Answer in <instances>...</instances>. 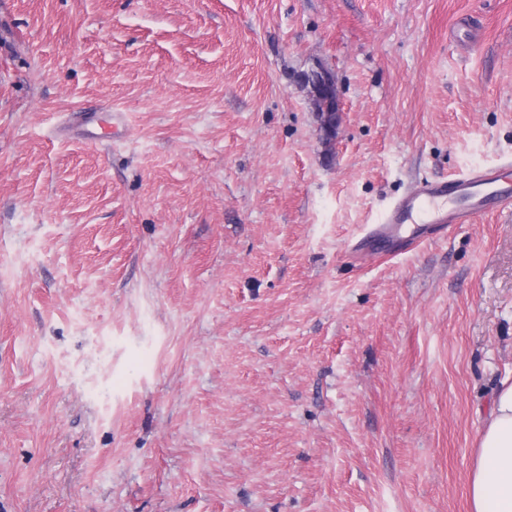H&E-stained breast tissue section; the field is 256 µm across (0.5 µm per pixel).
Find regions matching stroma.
I'll use <instances>...</instances> for the list:
<instances>
[{"label":"stroma","instance_id":"obj_1","mask_svg":"<svg viewBox=\"0 0 512 512\" xmlns=\"http://www.w3.org/2000/svg\"><path fill=\"white\" fill-rule=\"evenodd\" d=\"M503 159L512 0H0V512H469L512 211L351 246ZM304 85L310 86V103L315 111L325 144L336 139L340 123V99L336 79L326 69L318 67L303 75Z\"/></svg>","mask_w":512,"mask_h":512}]
</instances>
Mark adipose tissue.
Returning <instances> with one entry per match:
<instances>
[{"label":"adipose tissue","instance_id":"ef3b65f1","mask_svg":"<svg viewBox=\"0 0 512 512\" xmlns=\"http://www.w3.org/2000/svg\"><path fill=\"white\" fill-rule=\"evenodd\" d=\"M470 512H512V381L503 380L478 436L468 477Z\"/></svg>","mask_w":512,"mask_h":512}]
</instances>
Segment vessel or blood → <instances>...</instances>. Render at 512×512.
<instances>
[{
	"mask_svg": "<svg viewBox=\"0 0 512 512\" xmlns=\"http://www.w3.org/2000/svg\"><path fill=\"white\" fill-rule=\"evenodd\" d=\"M490 203L512 210V160L446 180L412 183L390 204L371 234L402 244L451 224L469 223Z\"/></svg>",
	"mask_w": 512,
	"mask_h": 512,
	"instance_id": "b4317fda",
	"label": "vessel or blood"
}]
</instances>
